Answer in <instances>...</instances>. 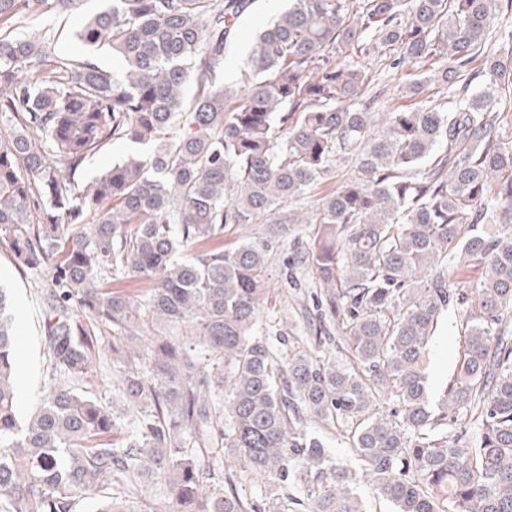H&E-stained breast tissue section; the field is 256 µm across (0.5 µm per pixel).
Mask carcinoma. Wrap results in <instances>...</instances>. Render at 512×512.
I'll use <instances>...</instances> for the list:
<instances>
[{
  "instance_id": "obj_1",
  "label": "carcinoma",
  "mask_w": 512,
  "mask_h": 512,
  "mask_svg": "<svg viewBox=\"0 0 512 512\" xmlns=\"http://www.w3.org/2000/svg\"><path fill=\"white\" fill-rule=\"evenodd\" d=\"M81 2L0 0V236L20 271L52 267L26 419L0 288V512H255L247 485L288 512L285 476L310 512H363L302 413L347 432L397 512H512V26L496 22L512 0H289L236 86L217 75L252 0H112L74 32L112 71L21 33ZM368 58L401 75L393 94ZM114 140L150 151L76 189ZM230 224L307 225L299 263L345 360L274 342L275 233L210 246ZM125 273L152 288L112 291ZM452 303L464 345L433 404L426 356Z\"/></svg>"
}]
</instances>
